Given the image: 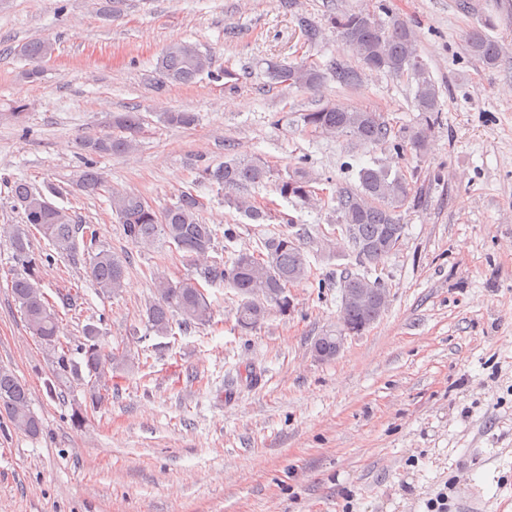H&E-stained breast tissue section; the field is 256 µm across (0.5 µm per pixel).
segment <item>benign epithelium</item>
<instances>
[{
	"label": "benign epithelium",
	"instance_id": "obj_1",
	"mask_svg": "<svg viewBox=\"0 0 512 512\" xmlns=\"http://www.w3.org/2000/svg\"><path fill=\"white\" fill-rule=\"evenodd\" d=\"M342 306H367L373 309L372 318L357 326L339 321L336 331L324 335V341H315L314 356L320 361L337 357L344 349L348 338L359 335L380 319L389 303L386 288H346L341 292Z\"/></svg>",
	"mask_w": 512,
	"mask_h": 512
}]
</instances>
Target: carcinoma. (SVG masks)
<instances>
[{
	"instance_id": "cac0c4a2",
	"label": "carcinoma",
	"mask_w": 512,
	"mask_h": 512,
	"mask_svg": "<svg viewBox=\"0 0 512 512\" xmlns=\"http://www.w3.org/2000/svg\"><path fill=\"white\" fill-rule=\"evenodd\" d=\"M329 24L336 29L355 51L358 65L332 62L329 70L340 86L353 89L362 82L366 70L394 76L410 75L416 81L414 108L420 112L421 127L414 131L394 130L381 113L373 109H352L343 105L326 106L302 114L304 124L323 134L345 137L382 146L390 143L400 151L404 144L422 153L428 149L427 131L441 112L440 91L430 78L423 62L416 35L408 23L391 16L386 21L377 19L366 9L332 14ZM467 48L485 66L493 67L503 52L499 41L481 30L469 36ZM54 48L45 41H31L20 47L19 53L29 62L25 78L35 82L41 75L43 61ZM211 58L194 43L173 41L167 44L157 58L156 69L171 84L188 85L209 71ZM265 75L274 84L288 83L300 88H314L324 74L319 66L306 63L284 64L266 62ZM162 118L170 125L190 128L197 116L193 112H164ZM115 131L100 132L84 137L83 149L89 155L128 154L136 150L141 133V119L134 112H126L113 120ZM358 186L336 196V212L345 228H353L352 241L372 239L385 231L402 237V212L415 203L408 178L390 162L377 159L357 172ZM199 177L224 190L225 205L254 221H268L271 214L251 204L243 195L246 187L275 182L279 194L304 204L311 203L315 191L309 174L298 168L283 176L274 172L258 158L232 156L217 167L203 165ZM77 189L87 195L108 194L113 215L122 224L123 233L138 248L174 247L191 262L198 278L177 282L166 274L154 276V301L146 311V323L151 332L167 336L173 330L174 318L181 317V325H204L213 317L212 304L202 284H222L241 297L234 311L237 326L251 331L261 325L268 306L282 310L289 306L286 292L289 286L310 279L311 267L296 242V238L282 234L265 243L267 254L247 251L231 259L218 262L209 256L214 249L217 230L199 222V211L204 200L191 191L180 194L177 202L162 212L151 208L148 202L133 191L114 189L93 167L83 172ZM14 206L23 212L25 223L39 228L48 240L51 250L35 253L26 230L14 225L6 231L13 251L15 268L10 278L11 294L18 305L27 329L46 348L52 350L55 375L89 377L99 381L107 365H127L129 360L106 349L98 327L87 324L83 328L85 342L77 347L83 356L75 363L70 350H58L59 319L45 293L38 286L41 267L55 258L76 262L80 251L90 253L85 261V274L91 286L102 295H117L125 287V261L97 244V232L92 224H78L72 215L57 207L42 192L34 191L27 183L17 180L11 186ZM0 415L12 427L36 436L41 423L28 404L25 386L8 368L0 366Z\"/></svg>"
}]
</instances>
